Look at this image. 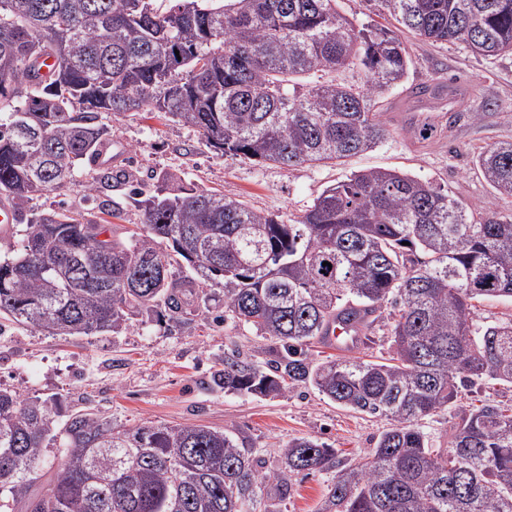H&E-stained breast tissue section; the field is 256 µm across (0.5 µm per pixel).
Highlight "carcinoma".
Wrapping results in <instances>:
<instances>
[{
  "mask_svg": "<svg viewBox=\"0 0 512 512\" xmlns=\"http://www.w3.org/2000/svg\"><path fill=\"white\" fill-rule=\"evenodd\" d=\"M0 0V196L27 218L0 260V315L52 335L119 328L130 313L180 309L182 289L224 287V312L278 345L262 368L232 352L215 384L275 397L308 385L391 427L345 462L300 437L266 473L246 441L204 425L115 430L92 413L64 428L55 480L29 498L55 425L47 402L0 390V512H277L293 477L336 470L319 512H512V406L459 416L435 448L419 421L483 382L512 385V322L475 303L512 301V208L476 219L448 192L391 170L327 187L293 224L219 191L134 192L136 238L65 210L31 212L99 154L101 114L162 112L216 153L283 167L340 162L388 134L376 98L411 59L396 31L512 54V0H373L396 30L358 28L338 0ZM57 65L42 72L43 58ZM361 85L336 80L345 69ZM474 165L512 199V142ZM195 274L173 279L176 258ZM331 266H325V263ZM394 307L388 356L310 346L353 316L368 332ZM475 319L484 325L508 322L512 319V302L505 300H484L475 303Z\"/></svg>",
  "mask_w": 512,
  "mask_h": 512,
  "instance_id": "cac0c4a2",
  "label": "carcinoma"
}]
</instances>
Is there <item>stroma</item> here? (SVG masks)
Returning a JSON list of instances; mask_svg holds the SVG:
<instances>
[{"mask_svg": "<svg viewBox=\"0 0 512 512\" xmlns=\"http://www.w3.org/2000/svg\"><path fill=\"white\" fill-rule=\"evenodd\" d=\"M412 64L403 83L383 95L378 108L388 135L376 147L336 166L302 164L283 168L257 164L209 150L198 133L157 114L105 115L114 158L111 167L123 182L89 192L86 181L103 171L86 164L64 186L32 203L34 211L64 208L87 216L101 213L111 200L112 235L128 239L142 222L129 188L143 185L167 194L162 176L247 201L293 223L329 185L369 169H395L448 191L473 216L491 206L494 193L474 170L475 152L512 141V55L494 60L476 55L465 44L410 40ZM439 82L467 85L462 103L451 106L420 96L418 90ZM180 321L168 312L141 311L118 331L93 336H51L26 324L0 319V389L28 400H52L56 428L78 412L108 417L114 429L144 425L202 424L246 437L263 470L279 471V450L307 437L339 449L344 460L368 457L387 420L362 416L330 403L311 387L282 397L259 399L228 395L213 381L227 350L236 348L263 364L272 343L224 315V289L189 291ZM512 404V387L486 384L458 397L449 408L427 418L423 430L435 447H446L459 415L482 402ZM332 479L316 473L295 480L280 512H317Z\"/></svg>", "mask_w": 512, "mask_h": 512, "instance_id": "35a3bbf8", "label": "stroma"}]
</instances>
